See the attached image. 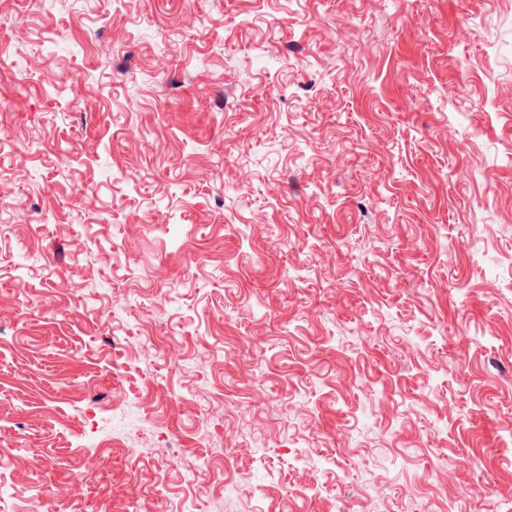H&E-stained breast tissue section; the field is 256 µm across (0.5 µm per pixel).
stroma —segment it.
I'll return each instance as SVG.
<instances>
[{
	"label": "stroma",
	"instance_id": "35a3bbf8",
	"mask_svg": "<svg viewBox=\"0 0 512 512\" xmlns=\"http://www.w3.org/2000/svg\"><path fill=\"white\" fill-rule=\"evenodd\" d=\"M511 41L512 0H0L12 512H512Z\"/></svg>",
	"mask_w": 512,
	"mask_h": 512
}]
</instances>
